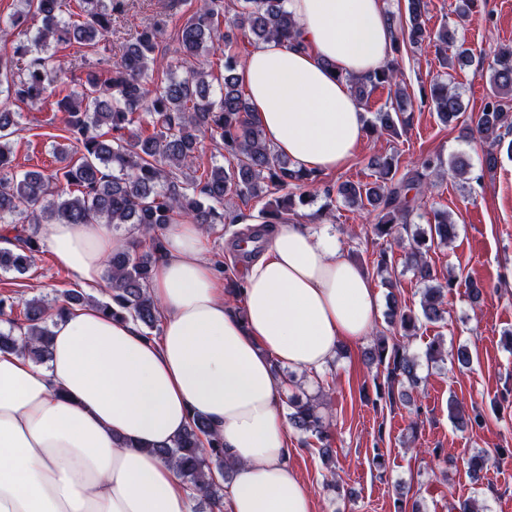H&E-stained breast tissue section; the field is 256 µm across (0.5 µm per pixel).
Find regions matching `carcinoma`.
<instances>
[{
  "instance_id": "1",
  "label": "carcinoma",
  "mask_w": 512,
  "mask_h": 512,
  "mask_svg": "<svg viewBox=\"0 0 512 512\" xmlns=\"http://www.w3.org/2000/svg\"><path fill=\"white\" fill-rule=\"evenodd\" d=\"M20 8L0 19V32L8 35L30 19L41 26L31 42H19L13 57L0 61V98L36 105L46 102L57 82L51 57L42 56L52 45H79L95 55L80 56L87 77L80 89L70 90L54 102L68 114L65 143L53 145L60 167L51 173L29 170L21 174L11 166V136L21 126L22 114L0 107V224L10 225L12 236L0 247V272L26 274L40 253L41 224H105L125 228L123 248L112 253L106 267L108 300L101 301L75 288L61 298L32 297L19 303L0 295V351L22 349L44 362L48 356L49 321L60 316L66 305L95 303L112 317L129 316L148 332L159 330L160 310L149 295V282L157 261L164 256V230L169 224L187 221L209 232L224 223V201L270 197L262 210L264 224H281L317 195V174L292 167L266 140L253 109L240 87L238 54L233 37L249 44L270 39L297 42V21L285 9L284 0H243L227 17L224 0H200L196 10L179 28L172 50L173 61L162 76L154 70L155 50L165 20L137 32L123 47L120 59L112 61V49L100 46L112 30V15L123 10L124 0H77L79 19L65 18L66 0H18ZM426 0H406L405 15H389L395 28L394 58L373 75L346 77L360 102H368L379 87H395L396 107L380 109L367 126L368 132L384 131L399 136L412 123L407 111L408 93L397 83L402 75L397 55L401 46H419L426 41L448 45L453 36L444 29L433 35L425 22ZM218 46L224 57L220 96L214 98L212 73L193 65L207 44ZM491 94L478 115L476 127L460 125L466 139L496 142L501 130L512 131V46L500 47L488 67ZM422 103L429 105L444 123L459 122L460 96L448 84L434 81ZM237 159L235 166L212 165L197 173L203 137ZM370 166L377 178L370 183L345 182L337 189L344 203L371 208L376 213L374 233L393 235L397 221L405 218L418 197L431 189L423 174L398 170L392 157H376ZM455 234L448 212L435 210L428 230L412 237L405 251V265L426 284L420 301L421 314L406 311L392 302L388 323L403 335L417 332L420 320L437 323L445 319L443 288L426 259L432 245L446 244ZM448 351L440 338L426 351L431 363L443 362ZM370 365L387 371L389 401H410V390L420 382L419 358L386 336H377L364 352ZM288 421L299 431L321 440L327 426L322 403L315 397L288 398ZM452 417L464 429L481 423L480 414L470 415L450 404ZM155 453L175 465L184 483L208 499L211 512L224 506L223 487L213 478L219 471L229 479L234 467L224 451V441L210 425L195 417L183 434Z\"/></svg>"
}]
</instances>
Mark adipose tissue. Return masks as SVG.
Returning a JSON list of instances; mask_svg holds the SVG:
<instances>
[{"label":"adipose tissue","mask_w":512,"mask_h":512,"mask_svg":"<svg viewBox=\"0 0 512 512\" xmlns=\"http://www.w3.org/2000/svg\"><path fill=\"white\" fill-rule=\"evenodd\" d=\"M303 47L271 39L237 70L267 141L296 167L343 168L364 143L348 76L392 56L387 0H284ZM149 293L160 337L92 304L51 328L35 365L0 352V512H190L191 492L153 453L205 418L236 462L225 512H314L288 463L285 385L273 363L320 375L369 336L379 298L335 233L276 226L230 295L203 257L200 225H169ZM44 246L85 289L120 248L99 224H51Z\"/></svg>","instance_id":"ef3b65f1"}]
</instances>
